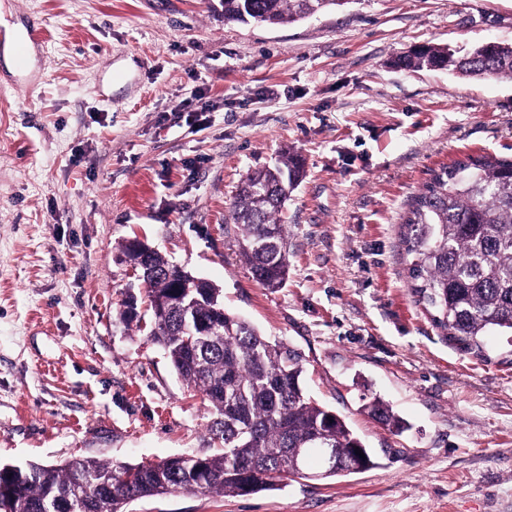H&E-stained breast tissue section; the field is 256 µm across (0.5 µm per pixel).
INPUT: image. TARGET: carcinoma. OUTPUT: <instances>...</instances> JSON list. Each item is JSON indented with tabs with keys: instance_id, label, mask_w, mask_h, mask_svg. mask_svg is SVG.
Returning a JSON list of instances; mask_svg holds the SVG:
<instances>
[{
	"instance_id": "cac0c4a2",
	"label": "carcinoma",
	"mask_w": 512,
	"mask_h": 512,
	"mask_svg": "<svg viewBox=\"0 0 512 512\" xmlns=\"http://www.w3.org/2000/svg\"><path fill=\"white\" fill-rule=\"evenodd\" d=\"M340 0H221L224 19L278 25L301 20ZM416 69L512 79V44L486 42L460 55L420 46L399 59ZM296 156L246 175L230 220L253 278L264 288L288 278V230L279 214L301 176ZM275 237L265 240L267 228ZM400 242L416 302L460 348L485 356L482 337H512V159L468 155L435 171L407 205ZM142 277L160 345L187 387L201 392L224 449L213 455L168 457L142 465L75 458L61 467L0 465V499L10 512H124L129 502L181 491L234 497L273 490L308 477L323 449L351 458L364 441L345 420L312 400L293 349L271 344L224 308L221 290L154 251ZM199 332L190 336L188 329ZM363 409L393 431L402 422L377 397ZM305 450L303 458L294 449ZM254 464L246 473L242 462Z\"/></svg>"
}]
</instances>
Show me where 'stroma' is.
Instances as JSON below:
<instances>
[{"label": "stroma", "mask_w": 512, "mask_h": 512, "mask_svg": "<svg viewBox=\"0 0 512 512\" xmlns=\"http://www.w3.org/2000/svg\"><path fill=\"white\" fill-rule=\"evenodd\" d=\"M30 24L45 41L19 68L11 38ZM0 28V463L222 450L208 401L150 340L122 254L138 238L300 352L309 396L376 465L126 512H512V343L479 359L450 342L399 240L432 170L512 157V81L393 64L422 43H512V0H348L276 26L225 20L220 0H0ZM287 152L304 176L271 289L229 214L242 177ZM372 396L403 433L363 412Z\"/></svg>", "instance_id": "stroma-1"}]
</instances>
